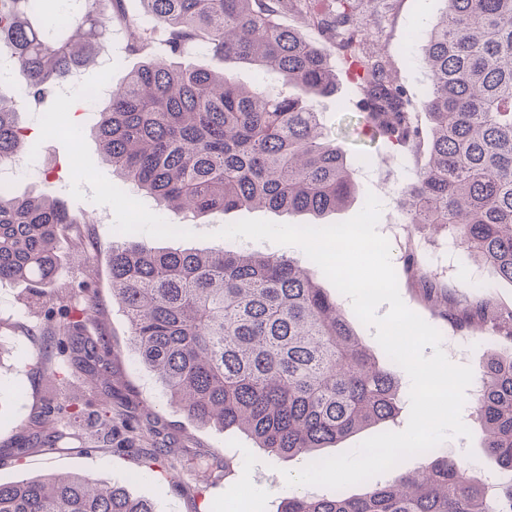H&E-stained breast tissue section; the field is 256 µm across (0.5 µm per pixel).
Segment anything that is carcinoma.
Here are the masks:
<instances>
[{
    "mask_svg": "<svg viewBox=\"0 0 512 512\" xmlns=\"http://www.w3.org/2000/svg\"><path fill=\"white\" fill-rule=\"evenodd\" d=\"M143 0L152 24L126 17L121 0H63L65 21L39 0H0V49L18 91L0 92V163L17 164L38 138L20 122L19 90L39 101L56 81L96 61L113 23L142 57L101 99L91 133L103 159L133 189L188 217L214 211H274L323 217L356 193L345 148L330 137L314 100L336 94L331 53L277 17L288 11L320 28L342 60L359 68V113L370 141L420 154L425 137L404 87L365 48L353 0ZM207 52L281 76L292 93L241 87L205 65L173 59ZM423 108L432 121L427 157L401 187L396 207L413 226L453 232L475 260L512 282V0H447L426 23ZM75 223L46 191L0 188V282H23L42 297L55 287L62 229ZM404 265L423 299L455 331L507 347L476 371L471 408L484 448L512 474V306L459 297L411 249ZM112 299L125 313L132 351L188 419L239 429L278 458H322L319 450L392 419L399 410L397 364L362 340L310 270L284 255L219 249L160 250L144 239L112 245ZM84 301L46 329L71 349L75 372H107L116 345L87 334L95 313L92 278ZM81 396L44 412L42 446L54 448L79 417ZM416 474L392 468L357 497L287 492L279 512H512V479L488 494L454 457L432 449ZM0 512H155L151 503L80 472L0 482Z\"/></svg>",
    "mask_w": 512,
    "mask_h": 512,
    "instance_id": "1",
    "label": "carcinoma"
}]
</instances>
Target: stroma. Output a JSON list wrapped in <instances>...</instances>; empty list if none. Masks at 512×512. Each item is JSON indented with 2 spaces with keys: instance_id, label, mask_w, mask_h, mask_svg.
Segmentation results:
<instances>
[{
  "instance_id": "stroma-1",
  "label": "stroma",
  "mask_w": 512,
  "mask_h": 512,
  "mask_svg": "<svg viewBox=\"0 0 512 512\" xmlns=\"http://www.w3.org/2000/svg\"><path fill=\"white\" fill-rule=\"evenodd\" d=\"M445 0H355V14L369 35L375 50L389 63L398 82L404 86L414 103H422L429 85L419 63L425 21L441 14ZM338 90L335 95L318 100L327 129L339 137L354 157L357 194L341 211L325 217V224L350 219L364 206L367 194H375L382 203L378 231L391 248V262L396 272L400 295L408 308L426 322H434L431 307L422 299L421 290L406 274L402 262L405 245H412L425 267L449 283L456 294L469 296L475 285L483 284L498 303L512 304V282L500 279L489 269L468 257L461 247L451 244L447 230L428 226L408 228L393 204L397 189L408 181L420 157L404 152L390 143L376 142L372 155L357 157L353 137L344 133L355 113L359 94L344 64H337ZM63 172L61 181L50 186L55 196L78 223V232L88 247L90 265L98 288V318L91 321V336L102 337L122 345L121 355L112 363L115 385L123 400L113 403V413L130 412L137 422L133 440L118 435L106 440L90 428L86 421L73 424L69 437L60 440L52 450L39 448L36 438L40 420L50 400L75 390L85 391L92 401L89 414L101 410L102 394L84 378L79 377L61 356L47 331L35 330L30 311L29 289L23 283H0V482L18 476L36 477L48 473L81 470L93 479L124 487L131 496L149 500L155 512H277L286 491L283 474L295 470L297 460H278L257 448L245 434L189 421L171 406L152 376L139 364L127 348L128 325L122 311L112 300L106 265L111 244L124 241V234L115 232L114 213L105 205L90 199L78 200L71 193L70 162L64 145L56 140L41 144L35 159H23L15 169L10 184L14 193L23 194L47 187L44 175ZM265 219L275 223L302 225V214L279 213L259 208L251 213L229 211L197 217L183 222L172 213H165L167 222L183 223L194 233L190 239H158L154 245L163 250L210 251L231 245L276 253L304 260V252L295 246L269 241L234 239L224 241L216 235L223 226L244 219ZM398 415L390 421L353 434L325 449V456L337 455L356 448L369 437L383 432L403 430L409 419V378H402ZM462 419L471 431L470 437L456 436L442 447L457 460L470 466L476 477L497 471L498 465L487 455L484 433L472 411ZM164 439L173 453L190 450L210 459L215 471L209 482H201L187 472L171 469H147L145 456L154 438ZM232 460V472H224L225 460Z\"/></svg>"
}]
</instances>
